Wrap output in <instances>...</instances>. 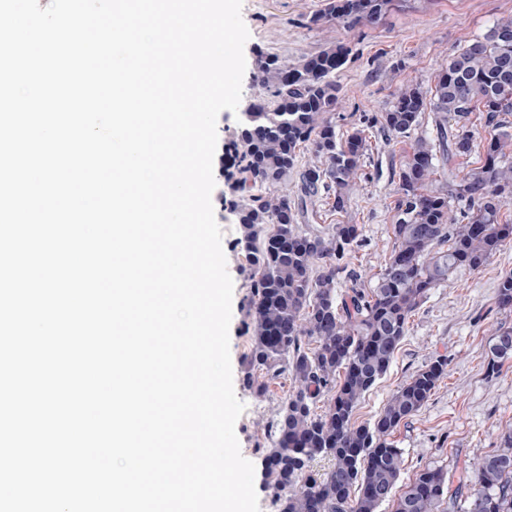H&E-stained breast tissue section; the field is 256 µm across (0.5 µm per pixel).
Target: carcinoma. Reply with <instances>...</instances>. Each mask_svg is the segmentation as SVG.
<instances>
[{
	"label": "carcinoma",
	"instance_id": "obj_1",
	"mask_svg": "<svg viewBox=\"0 0 512 512\" xmlns=\"http://www.w3.org/2000/svg\"><path fill=\"white\" fill-rule=\"evenodd\" d=\"M395 0H328L311 18L320 29L376 24ZM351 49L336 41L288 64L258 60L255 82L265 99L250 104L232 144L234 205L250 263L247 296L255 325L250 365L272 381L289 372L294 386L270 430L264 478L279 512H378L395 488L402 452L388 439L427 402L448 360L416 371L371 423L353 422L361 397L387 372L408 320L428 293L458 267L479 270L512 242V17L468 41L441 66L424 92L403 81L392 106L367 118L389 141L412 138L399 180L402 196L392 225L394 244L373 288L358 274L338 279L343 260L362 237L359 224H325L307 231L301 218H321L315 205L348 213L367 152L364 130L336 131L340 105L336 72ZM432 113L433 135L412 136L421 113ZM485 113L484 159L461 173L456 160L472 153V115ZM301 196L280 187L295 164ZM442 185L433 187L436 177ZM499 307L512 309V273L497 288ZM322 413H317L318 401ZM503 448L471 463L468 512H512V428ZM328 472L311 471L316 459ZM448 472L426 468L394 500L393 512H446Z\"/></svg>",
	"mask_w": 512,
	"mask_h": 512
}]
</instances>
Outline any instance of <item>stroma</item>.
<instances>
[{"label": "stroma", "mask_w": 512, "mask_h": 512, "mask_svg": "<svg viewBox=\"0 0 512 512\" xmlns=\"http://www.w3.org/2000/svg\"><path fill=\"white\" fill-rule=\"evenodd\" d=\"M326 0H243L242 19L249 31L244 46L246 69L242 80V104L263 95L253 82L258 56L275 55L297 62L327 47L329 36L311 24V17ZM512 16V0H396L382 21L373 27L339 29V37L351 48L337 74L344 106L336 113V130L360 126L363 116L386 111L398 84L390 69L398 65L402 75L423 89L434 85L435 75L450 55L469 39L484 35L493 23ZM242 114L222 111L217 119V147L213 161L215 189L212 204L222 230V248L233 281L230 353L233 386L245 410L235 425L242 455L256 469L254 486L259 512H269L275 496L261 472L269 423L293 385L282 374L260 393L245 384L247 357L254 332L245 298L249 292L248 265L238 241L240 226L230 205L224 171L229 165L227 145L237 140ZM369 149L352 196L348 215L323 213L322 221L341 220L362 225L361 247L346 257L365 286H373L394 237L396 203L401 195L399 169L404 145L388 144L379 128L366 129ZM512 272V244L497 252L480 270L461 267L447 282L432 289L411 316L386 374L361 398L354 414L358 424L370 423L383 411L394 391L413 373L437 358L448 361L428 401L414 416L401 422L391 439L403 452L397 491L423 469L448 471L468 468L474 458L500 445V436L512 426V359L499 370L489 361L493 334L502 325L512 326V311L497 303L500 279Z\"/></svg>", "instance_id": "1"}]
</instances>
